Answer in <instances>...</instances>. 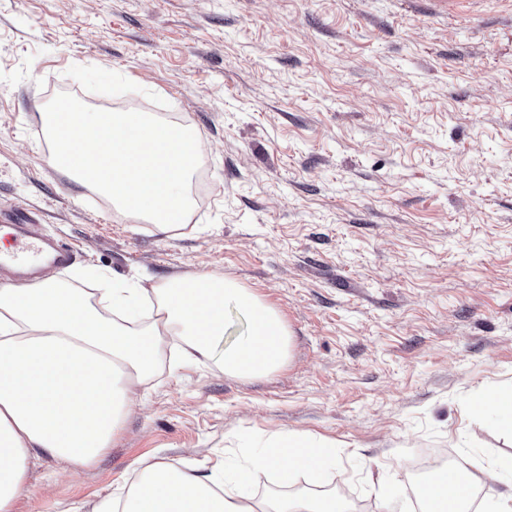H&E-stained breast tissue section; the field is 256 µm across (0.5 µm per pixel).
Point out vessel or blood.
<instances>
[{
  "label": "vessel or blood",
  "instance_id": "b4317fda",
  "mask_svg": "<svg viewBox=\"0 0 512 512\" xmlns=\"http://www.w3.org/2000/svg\"><path fill=\"white\" fill-rule=\"evenodd\" d=\"M74 258L72 250L34 233L31 221L0 222V275L34 278L48 265L64 270Z\"/></svg>",
  "mask_w": 512,
  "mask_h": 512
}]
</instances>
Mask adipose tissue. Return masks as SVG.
Returning a JSON list of instances; mask_svg holds the SVG:
<instances>
[{
  "mask_svg": "<svg viewBox=\"0 0 512 512\" xmlns=\"http://www.w3.org/2000/svg\"><path fill=\"white\" fill-rule=\"evenodd\" d=\"M97 299L54 275L0 285V512H14L42 455L66 468L91 466L133 407L137 386L179 345L182 364L219 356L226 376L252 379L281 369L291 334L281 315L237 281L211 275L130 280L95 272ZM246 319V334L224 344L226 309ZM335 463L328 443L307 435L270 437L245 463L209 472L165 461L119 487L100 512H257L245 490L255 472L282 485L299 475L325 478ZM512 474V458L492 472L440 469L420 491L424 512H467L475 488ZM267 512H350L330 492L282 497Z\"/></svg>",
  "mask_w": 512,
  "mask_h": 512,
  "instance_id": "ef3b65f1",
  "label": "adipose tissue"
}]
</instances>
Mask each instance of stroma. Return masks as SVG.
Returning <instances> with one entry per match:
<instances>
[{"mask_svg": "<svg viewBox=\"0 0 512 512\" xmlns=\"http://www.w3.org/2000/svg\"><path fill=\"white\" fill-rule=\"evenodd\" d=\"M62 91L204 142L187 227L51 164ZM18 208L76 248L69 284L222 276L291 345L262 378L163 364L110 448L74 474L43 456L15 512H92L146 464L208 471L277 433L334 444L336 465L287 488L257 471L260 508L336 490L352 512H411L421 454L512 456L495 415L468 412L512 386V0H0V212Z\"/></svg>", "mask_w": 512, "mask_h": 512, "instance_id": "35a3bbf8", "label": "stroma"}]
</instances>
